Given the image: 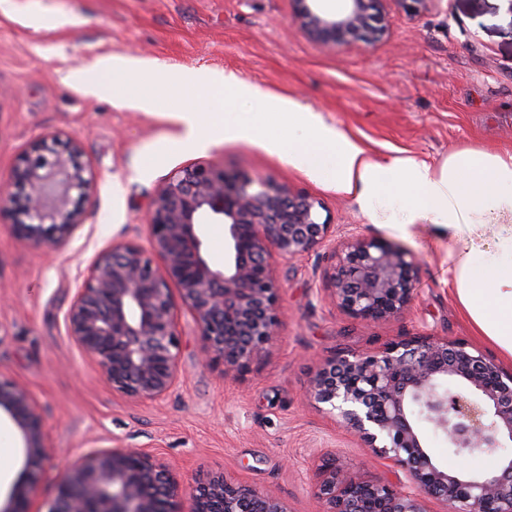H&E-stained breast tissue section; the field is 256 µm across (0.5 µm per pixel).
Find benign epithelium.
I'll use <instances>...</instances> for the list:
<instances>
[{"instance_id": "1", "label": "benign epithelium", "mask_w": 512, "mask_h": 512, "mask_svg": "<svg viewBox=\"0 0 512 512\" xmlns=\"http://www.w3.org/2000/svg\"><path fill=\"white\" fill-rule=\"evenodd\" d=\"M293 20L310 37L336 48L353 34L372 41L387 26L386 0H344L326 12L318 0H294ZM36 159L14 181L24 189L15 233L56 246L77 227L72 191L87 180L74 165L78 145L43 140ZM321 203L272 179L233 174L213 165L187 166L162 184L149 214L150 249L126 242L98 255L67 314L70 336L100 367L112 391L142 401L171 392L178 380V306L193 314L205 364L233 378L259 360L277 335L281 311L273 257H301L321 246L331 224ZM224 225V264L203 249L200 227ZM162 260L155 264L151 254ZM331 258L330 299L350 318L380 321L413 307L419 263L410 253L358 235ZM307 393L339 427L380 459L409 473V490L361 478L354 467L328 465L314 492L317 512H512V455L488 474L468 461L512 444V369L464 341L412 336L383 349L339 353L320 362ZM20 433L28 462L45 457L42 416L28 388L0 376V411ZM423 421L448 438L462 467H436L414 425ZM178 485L160 458L131 448L91 453L61 480L47 512H177ZM192 512H287L274 494L222 475L199 480ZM0 512H27L25 487Z\"/></svg>"}]
</instances>
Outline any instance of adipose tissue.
<instances>
[{
	"label": "adipose tissue",
	"instance_id": "adipose-tissue-1",
	"mask_svg": "<svg viewBox=\"0 0 512 512\" xmlns=\"http://www.w3.org/2000/svg\"><path fill=\"white\" fill-rule=\"evenodd\" d=\"M136 61L103 56L68 73L95 97L111 95L129 79ZM266 110L281 115L287 136L268 134L262 119L248 125L209 124L183 100L170 101L176 139L199 149L218 137L260 141L289 165L314 179H328L351 196L371 223L410 236L430 224L448 237V284L478 334L512 358V153L463 149L439 166L410 156L376 159L313 112L294 102L269 98Z\"/></svg>",
	"mask_w": 512,
	"mask_h": 512
}]
</instances>
